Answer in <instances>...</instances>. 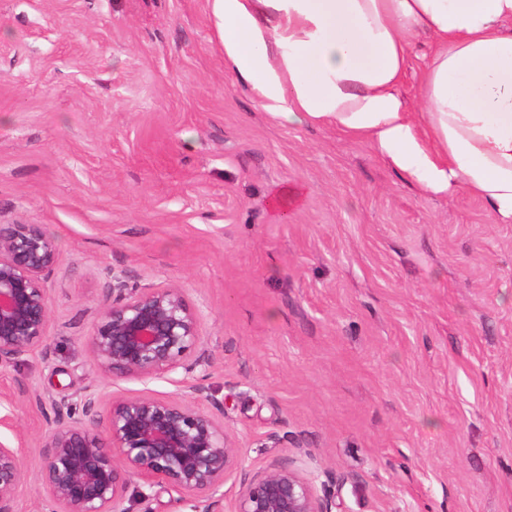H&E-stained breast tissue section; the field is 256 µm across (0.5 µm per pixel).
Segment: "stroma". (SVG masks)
<instances>
[{
    "instance_id": "stroma-1",
    "label": "stroma",
    "mask_w": 512,
    "mask_h": 512,
    "mask_svg": "<svg viewBox=\"0 0 512 512\" xmlns=\"http://www.w3.org/2000/svg\"><path fill=\"white\" fill-rule=\"evenodd\" d=\"M429 52L413 35L414 112ZM284 185L306 201L283 219ZM0 222L61 250L42 350L0 368L30 471L36 398L186 394L98 371L88 337L122 270L203 305L205 384L247 473L327 471L336 512H512V224L263 112L208 0H0Z\"/></svg>"
}]
</instances>
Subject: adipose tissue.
<instances>
[{"label":"adipose tissue","instance_id":"adipose-tissue-1","mask_svg":"<svg viewBox=\"0 0 512 512\" xmlns=\"http://www.w3.org/2000/svg\"><path fill=\"white\" fill-rule=\"evenodd\" d=\"M224 65L274 119L372 143L420 190L465 192L512 224V0H210ZM432 52L422 109L398 88ZM410 66L404 82L399 88V93L407 102L412 112L421 111L422 103L420 96L419 74L422 65L430 52L429 38L424 34L413 35L410 39Z\"/></svg>","mask_w":512,"mask_h":512}]
</instances>
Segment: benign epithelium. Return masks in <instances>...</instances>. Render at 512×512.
<instances>
[{
	"label": "benign epithelium",
	"instance_id": "7a95c632",
	"mask_svg": "<svg viewBox=\"0 0 512 512\" xmlns=\"http://www.w3.org/2000/svg\"><path fill=\"white\" fill-rule=\"evenodd\" d=\"M56 239L39 224H0V365L40 349L49 325L45 281L59 263ZM110 300L99 313L89 348L112 379H172L212 363L201 334L203 310L184 289L142 288L112 273ZM52 428L40 469L31 474L22 449L0 440V512H17L20 491L34 483L49 512H130L136 481L160 486L215 512V496L239 471L235 512H333V477L304 474L283 462L258 476L239 469V451L224 427L223 409L205 412L189 400L94 393L76 402L38 400ZM321 485L323 495L316 493Z\"/></svg>",
	"mask_w": 512,
	"mask_h": 512
}]
</instances>
